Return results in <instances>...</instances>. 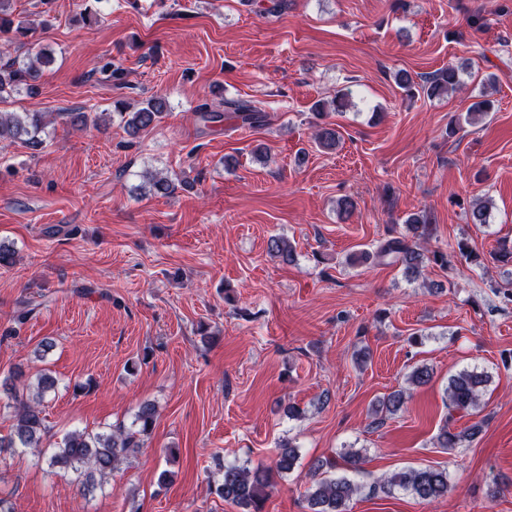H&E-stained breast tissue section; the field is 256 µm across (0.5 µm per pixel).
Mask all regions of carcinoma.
Listing matches in <instances>:
<instances>
[{
  "instance_id": "carcinoma-1",
  "label": "carcinoma",
  "mask_w": 512,
  "mask_h": 512,
  "mask_svg": "<svg viewBox=\"0 0 512 512\" xmlns=\"http://www.w3.org/2000/svg\"><path fill=\"white\" fill-rule=\"evenodd\" d=\"M13 13V0H0V35L5 36L8 43L26 39L30 34V28L24 22H14ZM52 62L53 57L44 50L26 61L17 57L0 59V102H6L23 92L30 95L36 93L35 82L39 79L40 67ZM460 70L462 67L451 64L422 77L419 82L401 71L396 74L395 81L410 98L420 94L428 98H443L461 85ZM349 102V93L339 91L332 100L315 103L312 111L323 120L330 111L346 109ZM166 110L164 99L151 97L133 112L118 113L129 137L126 146H133L143 133L153 128ZM197 113L206 123H219L226 114L233 115L251 128L264 126L268 122L267 113L254 101L246 99L224 100L222 114L210 110L208 104L203 103L197 106ZM66 117L74 127L91 124L106 128L112 123L110 112H84L78 109L66 113ZM46 129L47 123L42 113L0 111V142L19 140L29 149L37 151L44 144L42 134L46 133ZM314 139L321 148L329 150L336 146V129L323 121L318 125ZM143 179L150 191L161 195H170L191 185L184 177L170 178L150 171L144 172ZM405 228L406 233L392 236L380 242L374 252L363 251L361 255L368 258L373 254L381 261L401 264L412 272L418 271L427 262L443 268L448 266L447 254L439 250L426 254L421 249V244L429 241L436 231L426 213L409 216ZM268 252L284 265L295 261V250L283 237L271 238ZM23 376V371L18 369L4 382L11 398L4 409L10 413L12 424L9 434L0 437V451L5 448H38L47 430L43 404L47 393L55 389L57 381L44 372L37 377L36 385H25V392L22 393L17 388V381ZM488 382L489 376L476 369H463L451 375L446 388L449 412L468 414L477 410ZM405 403V391H393L376 405V414L395 415ZM155 421L156 410L152 404L146 403L140 407L131 428L116 425L109 431L95 434L72 431L54 448L48 458V466L73 470L77 473L82 491L90 494L112 476L123 456L141 447L140 436L148 434ZM480 432L478 422L462 430L445 423L438 430L436 443L447 450L461 448L473 441ZM299 457L298 448L287 441L279 445L272 467L258 464L249 468L226 464L222 479L215 487L216 494L224 501L243 508L244 512H262L263 504L274 488L275 475L293 471ZM386 484L407 490L421 500L437 499L448 495V470L433 467L407 469L394 473ZM356 491L357 487L345 478H322L308 493V507L310 512H345L346 502Z\"/></svg>"
}]
</instances>
